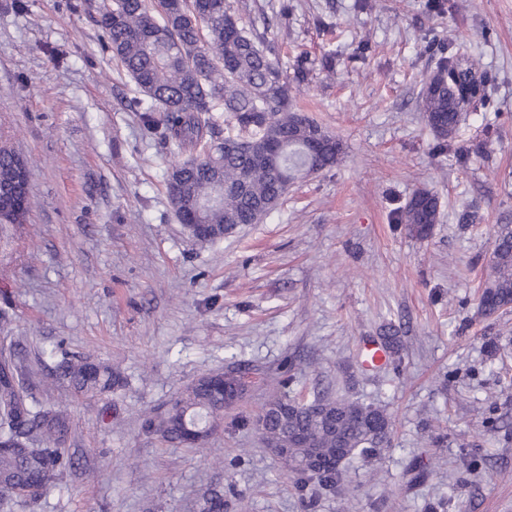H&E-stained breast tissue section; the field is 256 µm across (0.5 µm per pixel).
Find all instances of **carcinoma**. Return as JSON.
I'll use <instances>...</instances> for the list:
<instances>
[{
    "label": "carcinoma",
    "instance_id": "carcinoma-1",
    "mask_svg": "<svg viewBox=\"0 0 512 512\" xmlns=\"http://www.w3.org/2000/svg\"><path fill=\"white\" fill-rule=\"evenodd\" d=\"M105 48L134 83L135 100L147 126L173 146L177 161L167 175L170 204L182 220L209 229L198 241L213 243L236 224H257L274 210L301 175L338 164L336 137L292 102L288 75L265 36L239 25L227 0H112L101 12ZM473 68L444 61L425 82L421 111L448 147L463 110L471 102ZM226 115L224 130L215 113ZM21 155L0 142V183L13 184L17 207L0 214V248L14 225L26 222L27 191L17 182ZM224 183V206L203 209L216 184ZM438 200L418 190L402 210L400 223L425 240L438 219ZM493 260L480 296L488 315L512 304V224L493 227ZM0 512H32L52 484L74 465L65 445L72 433L66 409L46 408L28 393L25 359L0 349ZM56 377L76 396L112 390L119 375L87 358L66 355ZM236 376L209 375L188 386L161 419L144 418L146 432L174 445L205 444L216 419L238 399L229 396ZM280 381L255 415L263 441L311 438L313 448L292 455L315 456V466L294 484L309 504L336 491L344 461L367 457L389 442L386 409L318 395L299 401ZM199 512H224V492L210 489Z\"/></svg>",
    "mask_w": 512,
    "mask_h": 512
}]
</instances>
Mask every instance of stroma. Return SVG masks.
I'll use <instances>...</instances> for the list:
<instances>
[{"instance_id":"stroma-1","label":"stroma","mask_w":512,"mask_h":512,"mask_svg":"<svg viewBox=\"0 0 512 512\" xmlns=\"http://www.w3.org/2000/svg\"><path fill=\"white\" fill-rule=\"evenodd\" d=\"M0 0V140L31 161L30 218L0 259L4 333L35 394L73 417L78 461L37 512H512V305L484 314L494 225L512 223V0H229L304 61L294 102L336 135V166L295 181L258 224L192 238L169 202L173 149L145 126L133 82L102 43L111 0ZM473 56L487 99L447 151L420 110L440 58ZM420 189L439 201L427 240L396 219ZM396 327L376 370L366 344ZM110 366L121 387L74 397L42 351ZM254 386L202 446L147 434L199 377ZM386 409L389 443L346 466L349 505L308 508L244 424L282 375Z\"/></svg>"}]
</instances>
